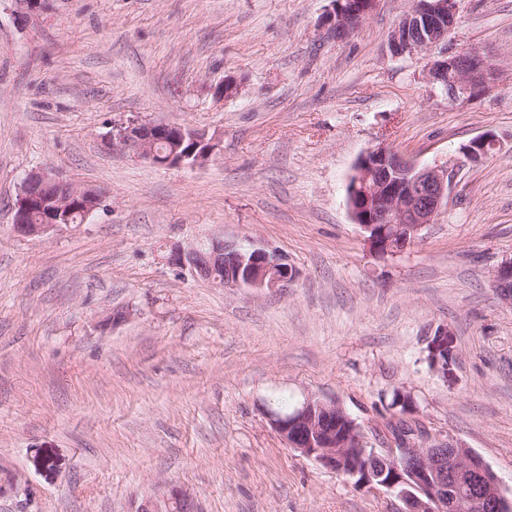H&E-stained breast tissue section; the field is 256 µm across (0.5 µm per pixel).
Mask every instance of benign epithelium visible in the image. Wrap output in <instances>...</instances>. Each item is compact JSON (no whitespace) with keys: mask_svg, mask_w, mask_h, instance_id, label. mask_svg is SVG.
I'll list each match as a JSON object with an SVG mask.
<instances>
[{"mask_svg":"<svg viewBox=\"0 0 512 512\" xmlns=\"http://www.w3.org/2000/svg\"><path fill=\"white\" fill-rule=\"evenodd\" d=\"M14 14L28 22L41 11L37 0H13ZM325 25L329 32L343 36L354 30L373 10L377 0H331ZM458 0H416L390 36L395 55L423 52L445 40L455 24ZM428 81L448 96L457 99L488 88L493 69L477 51L470 50L437 59L427 68ZM217 100L237 96L240 83L226 78L211 87ZM112 146L133 157L158 166L202 165L216 153L217 145L203 133L179 124L140 123L132 120L112 131ZM497 148V140L488 134L460 147L471 163H479ZM450 180L448 168L434 165L420 167L380 144L362 155L347 185V205L370 246L378 252L403 247L418 232L434 223L448 205ZM58 191L54 210L42 224L29 223L33 205L43 192ZM86 200L84 216L99 208L101 194L79 185L53 170H33L24 178L15 213L14 229L26 236H43L69 223L71 205ZM176 261L189 265L196 276L225 288L253 290L282 288L296 272L282 255L252 242H231L222 236L207 244L178 253ZM499 299L512 306V258L501 263L494 274ZM452 359L448 350V329L438 330L432 342L433 368L448 370L439 354ZM350 415L336 401L307 397L288 414H276L271 423L287 447L316 464L351 477H360L358 485L382 487L390 492L401 484L419 495L399 497L409 501L410 512H505L512 507L501 480L473 450L446 444L425 446L427 434L416 428L395 441L390 448L373 449V457L382 463L374 468L366 455L353 456L359 447V428L343 426ZM388 480H383L385 474ZM193 499L185 491L162 489L149 497L138 512H193Z\"/></svg>","mask_w":512,"mask_h":512,"instance_id":"1","label":"benign epithelium"}]
</instances>
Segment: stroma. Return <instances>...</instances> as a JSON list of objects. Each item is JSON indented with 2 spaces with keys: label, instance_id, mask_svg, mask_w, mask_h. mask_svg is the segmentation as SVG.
<instances>
[{
  "label": "stroma",
  "instance_id": "obj_1",
  "mask_svg": "<svg viewBox=\"0 0 512 512\" xmlns=\"http://www.w3.org/2000/svg\"><path fill=\"white\" fill-rule=\"evenodd\" d=\"M413 0H377L331 35L330 0H53L23 23L0 0V512H138L176 486L196 512H398L288 448L270 423L336 400L379 447L396 390L427 443L473 449L512 497V0H460L446 42L396 56ZM479 50L497 76L459 101L429 61ZM241 85L217 100L213 84ZM171 122L217 143L201 166L115 150L117 125ZM490 133L473 164L463 144ZM386 144L452 174L448 205L395 254L347 205L359 157ZM102 194L79 224L13 228L26 173ZM215 235L296 271L224 288L174 262ZM455 359L430 369L434 334ZM494 283L499 299L512 306V258L501 263L494 274Z\"/></svg>",
  "mask_w": 512,
  "mask_h": 512
}]
</instances>
